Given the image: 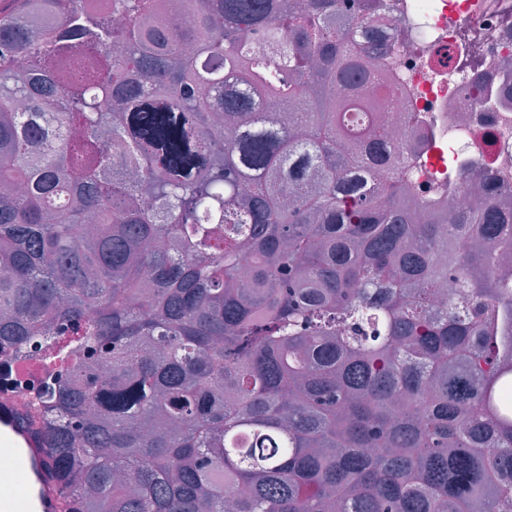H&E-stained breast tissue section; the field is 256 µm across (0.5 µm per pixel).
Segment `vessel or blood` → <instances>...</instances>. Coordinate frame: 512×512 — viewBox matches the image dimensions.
I'll return each instance as SVG.
<instances>
[{"instance_id":"b4317fda","label":"vessel or blood","mask_w":512,"mask_h":512,"mask_svg":"<svg viewBox=\"0 0 512 512\" xmlns=\"http://www.w3.org/2000/svg\"><path fill=\"white\" fill-rule=\"evenodd\" d=\"M0 439L9 444L13 460L24 473L28 512H68L70 500L42 446L38 426L0 405Z\"/></svg>"}]
</instances>
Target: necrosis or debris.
Masks as SVG:
<instances>
[{"label": "necrosis or debris", "instance_id": "necrosis-or-debris-1", "mask_svg": "<svg viewBox=\"0 0 512 512\" xmlns=\"http://www.w3.org/2000/svg\"><path fill=\"white\" fill-rule=\"evenodd\" d=\"M374 14L392 25L358 51L387 74L373 92L392 142L412 143L407 181L446 214L512 207V0H374Z\"/></svg>", "mask_w": 512, "mask_h": 512}]
</instances>
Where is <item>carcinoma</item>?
Wrapping results in <instances>:
<instances>
[{
  "instance_id": "cac0c4a2",
  "label": "carcinoma",
  "mask_w": 512,
  "mask_h": 512,
  "mask_svg": "<svg viewBox=\"0 0 512 512\" xmlns=\"http://www.w3.org/2000/svg\"><path fill=\"white\" fill-rule=\"evenodd\" d=\"M111 2L0 0V374L53 349L16 385L71 512H512V209L412 206L386 21Z\"/></svg>"
}]
</instances>
